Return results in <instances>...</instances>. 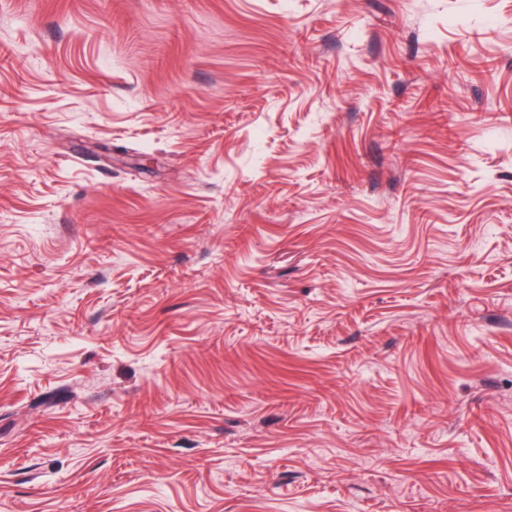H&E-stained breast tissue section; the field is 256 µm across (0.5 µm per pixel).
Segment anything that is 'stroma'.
Returning <instances> with one entry per match:
<instances>
[{
    "mask_svg": "<svg viewBox=\"0 0 512 512\" xmlns=\"http://www.w3.org/2000/svg\"><path fill=\"white\" fill-rule=\"evenodd\" d=\"M0 512H512V0H0Z\"/></svg>",
    "mask_w": 512,
    "mask_h": 512,
    "instance_id": "35a3bbf8",
    "label": "stroma"
}]
</instances>
